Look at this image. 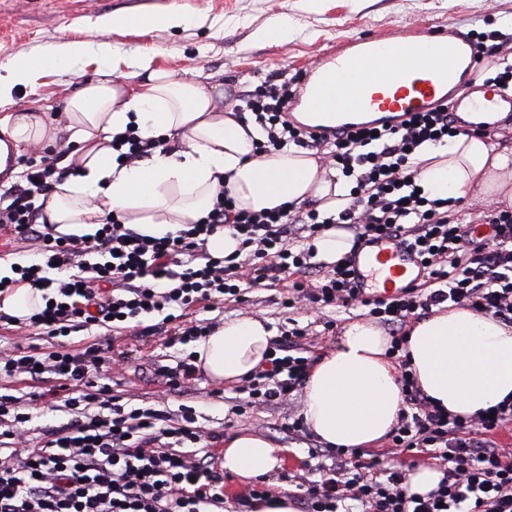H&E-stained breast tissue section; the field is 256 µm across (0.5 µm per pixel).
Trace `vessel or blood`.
I'll return each mask as SVG.
<instances>
[{
  "label": "vessel or blood",
  "mask_w": 512,
  "mask_h": 512,
  "mask_svg": "<svg viewBox=\"0 0 512 512\" xmlns=\"http://www.w3.org/2000/svg\"><path fill=\"white\" fill-rule=\"evenodd\" d=\"M478 50L454 30L412 27L399 33L367 36L337 44L308 68L299 96L289 111L355 112L395 119L406 112H426L440 105L459 112H512V95L490 84L460 92L458 70H476ZM360 286L372 295L393 297L419 277V260L383 239L368 245L356 262Z\"/></svg>",
  "instance_id": "1"
}]
</instances>
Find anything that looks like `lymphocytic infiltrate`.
<instances>
[{
	"label": "lymphocytic infiltrate",
	"mask_w": 512,
	"mask_h": 512,
	"mask_svg": "<svg viewBox=\"0 0 512 512\" xmlns=\"http://www.w3.org/2000/svg\"><path fill=\"white\" fill-rule=\"evenodd\" d=\"M296 93L295 83L270 79L237 95L233 110L261 126V151L292 144L352 180V201L339 215L321 214L313 203L251 212L220 194L205 217L160 239L115 218L96 235H61L34 205L64 175L58 155L43 151L25 184L0 202V231L11 242L39 240L38 256L13 265L0 287L21 282L41 292L45 305L28 323L42 334L131 324L170 347L212 333L214 322L196 318L197 310L283 277L290 280V308L362 309L389 330L387 354L402 397L397 423L385 447L322 449L328 471L296 484L302 512H340L349 500L361 512H512V445L502 439L512 432V402L450 414L422 391L407 352L409 327L448 301L512 324V211L489 207L482 223L492 234L484 238L477 225L462 222L457 199L418 193L417 151L461 131L447 108L413 113L394 126L327 134L290 120ZM336 222L354 229L355 247L385 238L416 252L422 282L383 299L357 288L354 255L325 269L311 241ZM219 229L240 241L222 260L207 250ZM112 361L95 342L52 352L0 347V381L25 382L46 396L67 389L64 405L72 413L33 439L19 399L0 395V418L11 419L0 429V512H222L224 474L213 453L220 434L201 429L195 407L186 404L175 417L152 406L125 408L107 376ZM316 361L308 328H289L236 391L253 407L279 403L304 387ZM420 465L441 474L424 495L409 490V473Z\"/></svg>",
	"instance_id": "f902f5d3"
}]
</instances>
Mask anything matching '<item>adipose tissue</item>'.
I'll use <instances>...</instances> for the list:
<instances>
[{"label":"adipose tissue","mask_w":512,"mask_h":512,"mask_svg":"<svg viewBox=\"0 0 512 512\" xmlns=\"http://www.w3.org/2000/svg\"><path fill=\"white\" fill-rule=\"evenodd\" d=\"M82 42H65L34 58L0 63V176L13 181L15 158L50 146L57 131L39 100L13 110V91L40 71L67 68L83 56ZM64 105L69 141L81 166L76 175L40 197L48 223L67 235H92L114 216L143 235L162 238L211 209L220 191L238 208L269 211L320 200L337 213L349 187L338 171H325L310 151L293 146L274 154L256 123H242L224 105L223 92L196 74L174 72L145 60L130 71L76 76ZM134 129L164 139L134 164L119 162L115 136ZM416 182L429 198L473 192L512 203V149L490 139L460 135L447 145H423ZM273 329L260 319H230L196 347L197 365L211 379L233 383L269 354ZM389 338L374 324L348 323L335 349L314 365L304 388L303 416L322 442L363 448L383 439L401 407L397 370L385 356ZM411 367L421 389L448 412L470 415L512 396V326L468 308H445L415 323L409 333ZM280 451L246 432L224 440L225 471L244 479L271 471Z\"/></svg>","instance_id":"1"}]
</instances>
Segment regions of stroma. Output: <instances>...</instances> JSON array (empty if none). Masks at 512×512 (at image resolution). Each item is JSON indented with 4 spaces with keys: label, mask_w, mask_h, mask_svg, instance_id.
I'll return each instance as SVG.
<instances>
[{
    "label": "stroma",
    "mask_w": 512,
    "mask_h": 512,
    "mask_svg": "<svg viewBox=\"0 0 512 512\" xmlns=\"http://www.w3.org/2000/svg\"><path fill=\"white\" fill-rule=\"evenodd\" d=\"M170 11L194 16V25L148 32L113 30L111 55L86 53L72 62L69 71L45 72L34 87H16L15 108H25L31 96L41 98L49 119L60 129L53 145L58 151L68 146L62 104L76 89L77 72L93 79L98 71L125 72L149 58L177 73L199 74L205 84L224 87L232 95L272 77H300L332 46L350 38L398 32L411 25L512 31V0H0V63L41 54L64 40L91 41L99 22L108 16ZM281 15L288 16L295 28L292 40L283 44L263 34L270 20ZM286 295L280 284L253 288L246 303L225 302L212 316L219 325L228 318L253 316L277 332L293 318L299 326H312L318 347L332 351L336 336L312 325L310 314L287 311L282 305ZM88 340L108 342L113 352H126L123 369L112 375V390L134 407L151 405L163 387L142 354L161 356L163 364L171 366L178 353L177 348H165L162 339L141 337L133 328L95 327L69 338L73 344ZM217 387L223 388V395L212 396ZM194 397L203 428L227 436L248 432L282 449L281 462L264 476L274 492L292 489L295 475L308 472L320 479L323 468L331 464L330 458L309 456L313 438L299 437L286 427L289 417L301 414V398L241 416L235 411L234 385L222 387L206 376L198 381Z\"/></svg>",
    "instance_id": "obj_1"
}]
</instances>
